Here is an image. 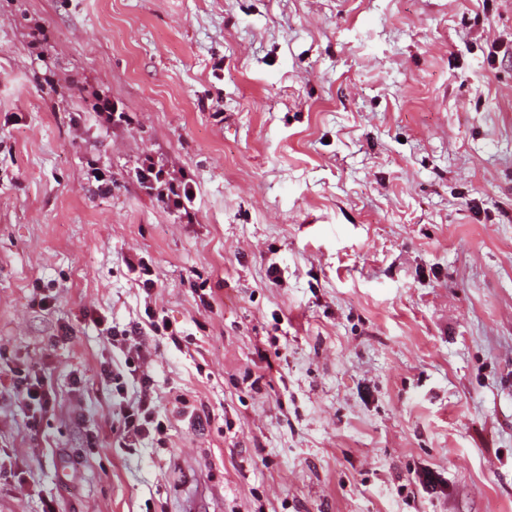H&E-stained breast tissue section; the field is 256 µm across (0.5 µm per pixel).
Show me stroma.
Returning a JSON list of instances; mask_svg holds the SVG:
<instances>
[{
  "label": "stroma",
  "instance_id": "35a3bbf8",
  "mask_svg": "<svg viewBox=\"0 0 512 512\" xmlns=\"http://www.w3.org/2000/svg\"><path fill=\"white\" fill-rule=\"evenodd\" d=\"M9 368L0 512H512V0H0ZM95 103L93 104V110L96 112L97 116L108 125H116V124H129L130 117L125 112H114V107L112 106V100L102 94H95ZM135 176L143 187L154 194L159 203L178 211L187 219V223L194 221L195 197L184 175L178 176L174 169L170 170L158 161L155 163L152 156L146 155L136 166ZM146 314L148 317V324H146L147 328L153 336H165L166 339L170 340L171 343L177 345L180 344V336L182 331L178 328L174 327L163 317L159 320L155 314L150 313L149 310ZM12 388L23 400L32 403L40 412H46L52 403L50 392L36 374L13 371ZM141 383L144 387V394L137 406L123 407L120 412L123 428L118 444L127 448L135 445L139 438L149 436L152 433L158 437L157 441L164 442L163 438L167 432V425L163 421L154 420L151 411L150 377L143 373Z\"/></svg>",
  "mask_w": 512,
  "mask_h": 512
}]
</instances>
